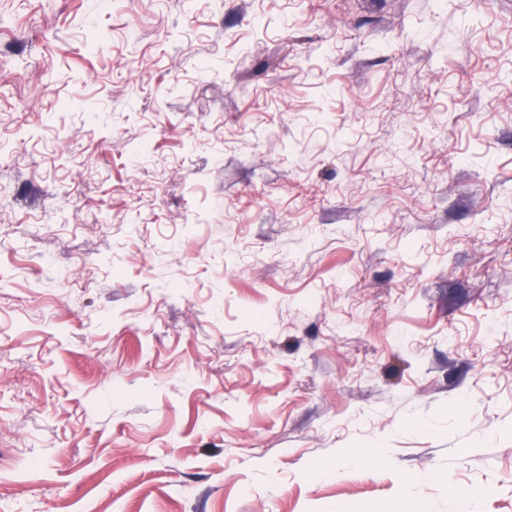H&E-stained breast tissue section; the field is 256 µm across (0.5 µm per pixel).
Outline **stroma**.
I'll use <instances>...</instances> for the list:
<instances>
[{
  "mask_svg": "<svg viewBox=\"0 0 512 512\" xmlns=\"http://www.w3.org/2000/svg\"><path fill=\"white\" fill-rule=\"evenodd\" d=\"M0 512H512V0H0Z\"/></svg>",
  "mask_w": 512,
  "mask_h": 512,
  "instance_id": "obj_1",
  "label": "stroma"
}]
</instances>
